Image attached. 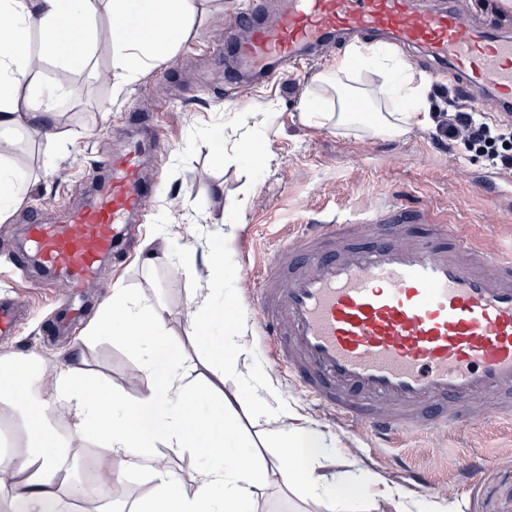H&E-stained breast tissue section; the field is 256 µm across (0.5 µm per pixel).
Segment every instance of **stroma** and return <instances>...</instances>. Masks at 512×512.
<instances>
[{"label":"stroma","mask_w":512,"mask_h":512,"mask_svg":"<svg viewBox=\"0 0 512 512\" xmlns=\"http://www.w3.org/2000/svg\"><path fill=\"white\" fill-rule=\"evenodd\" d=\"M240 2L211 0L195 38L166 62V75L150 73L121 97H113L111 84L98 77L112 67L108 42L98 43L88 69L49 67V78L59 86L81 88L78 97L63 98L56 108L55 124L72 133L74 146L69 158L48 176L42 167L51 160L52 144L44 134H30L0 147V154L30 176L26 200L6 223H0V308H13L18 315L14 332L0 335V350L39 356L50 373L56 367L55 353L78 337L87 368L112 386L137 393L147 378L138 369L140 355L133 340L84 336L120 282L163 306L171 342L187 371L194 376L205 372L209 353L184 330L189 290L170 266L144 264L143 244L149 238L163 240L168 223L219 221L243 199L248 206L236 242L237 274L244 283L240 308L248 318L246 340L265 364L270 357L259 348V318L250 297L263 274L264 260L290 229L313 213L352 218L394 193L412 206L431 209L440 223L469 225L471 233L485 238L490 247L512 242V221L489 232L483 228L489 201L474 181L493 174V167L477 155L460 156L439 148L433 140L435 126L396 140L302 122L299 105L315 90L316 70L333 64L346 43H326L318 51L316 69L292 70L282 82L242 80L235 89L237 102H226L224 73L213 69L209 53L213 46L234 44L244 37V30L232 23ZM134 105L156 113L168 140L167 153L146 159L142 169L144 179L159 181L163 190L147 202L143 223L130 225L127 249L113 252L101 276L75 293L68 277H51L31 265L25 221L33 211L47 222L64 220L71 206L88 199L86 177L91 165L123 150L135 137L125 128ZM257 112L271 113L272 118L263 129L267 150L257 160L259 174L253 180L236 165L216 164L213 152L200 145L199 138L214 131L234 139L238 131L232 116L249 120ZM269 376L288 402L323 429L343 434L367 467L401 486L403 497L447 491L462 503L464 512H512V427L486 418L445 432L403 433L396 447L382 448L371 436L348 430L313 406L284 374L273 370ZM408 467L428 472L429 482L417 489L405 488Z\"/></svg>","instance_id":"stroma-1"}]
</instances>
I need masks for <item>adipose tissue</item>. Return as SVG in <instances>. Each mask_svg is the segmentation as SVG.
Listing matches in <instances>:
<instances>
[{"instance_id": "obj_1", "label": "adipose tissue", "mask_w": 512, "mask_h": 512, "mask_svg": "<svg viewBox=\"0 0 512 512\" xmlns=\"http://www.w3.org/2000/svg\"><path fill=\"white\" fill-rule=\"evenodd\" d=\"M205 2L0 0V145L52 110L47 62L85 68L98 40L106 39L113 59L108 78L114 95H121L196 35L207 17ZM102 18L108 21L103 29ZM35 29L44 38L38 55L29 43ZM364 73L379 76L380 84L363 86ZM314 83L317 91L302 101L301 111L318 126L399 138L430 121L423 77L377 43L349 48ZM27 190L25 173L0 155V223ZM241 219L237 211L218 223L192 225L186 234L169 230L163 247L146 257L150 264L174 265L189 283L192 311L185 332L211 349L216 376H236L232 389L198 390L170 344L160 306L119 284L88 331L135 339L149 377L140 393L105 385L72 357L49 378L32 356L0 352V398L26 427L25 442L0 454V512H60L63 496L82 499L86 488L71 478L70 461L76 440L85 437L98 447L90 460L97 496L109 498L120 473L147 472L150 489L130 512H253L260 492L277 479L326 501L330 512H462L458 501L445 496L402 504L384 475L356 460L347 471L328 473L344 445L341 435L320 429L283 399L245 340L235 250ZM61 406L72 422L65 434L52 422ZM245 419L266 427L267 440L281 455L259 459L256 442L242 433ZM174 451L198 462L191 489L172 471Z\"/></svg>"}]
</instances>
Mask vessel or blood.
I'll return each mask as SVG.
<instances>
[{
	"mask_svg": "<svg viewBox=\"0 0 512 512\" xmlns=\"http://www.w3.org/2000/svg\"><path fill=\"white\" fill-rule=\"evenodd\" d=\"M465 19L458 0L420 13L409 0H290L275 21L267 0H245L237 22L250 37L236 46L262 77L280 81L289 62L313 57L330 37L391 36L424 46L431 75L468 90L493 89L512 110V37L485 0ZM143 135L88 173L100 190L63 222L26 226L42 265L64 263L73 289L98 277L122 224L141 212L158 183L144 181V149L163 152L155 117L140 112ZM487 225L512 181L481 180ZM254 306L273 364L298 391L376 440L400 432L444 430L492 414L512 425V248L472 243L460 225L390 200L356 219L327 214L304 225L271 257Z\"/></svg>",
	"mask_w": 512,
	"mask_h": 512,
	"instance_id": "vessel-or-blood-1",
	"label": "vessel or blood"
}]
</instances>
